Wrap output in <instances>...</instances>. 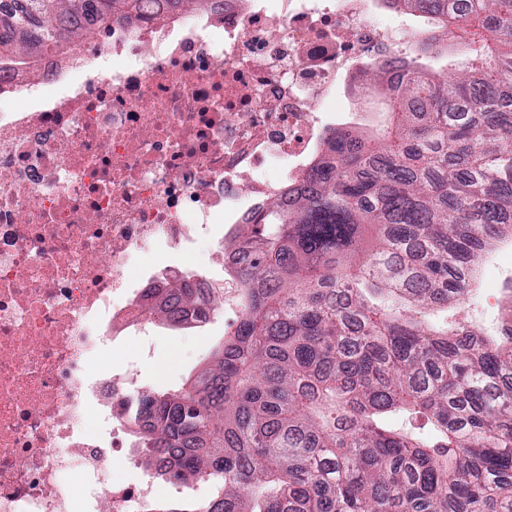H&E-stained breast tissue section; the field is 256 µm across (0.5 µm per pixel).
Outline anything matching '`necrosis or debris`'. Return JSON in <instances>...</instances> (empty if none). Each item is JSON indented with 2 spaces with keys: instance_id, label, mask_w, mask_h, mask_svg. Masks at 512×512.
<instances>
[{
  "instance_id": "necrosis-or-debris-1",
  "label": "necrosis or debris",
  "mask_w": 512,
  "mask_h": 512,
  "mask_svg": "<svg viewBox=\"0 0 512 512\" xmlns=\"http://www.w3.org/2000/svg\"><path fill=\"white\" fill-rule=\"evenodd\" d=\"M382 0H210L93 21L96 38L0 72V512H153L133 422L151 287L192 281L224 323L249 260L225 228L287 198L372 63L413 28ZM279 169L277 179L265 170ZM224 270L200 275L201 241ZM125 472L117 481L114 471Z\"/></svg>"
}]
</instances>
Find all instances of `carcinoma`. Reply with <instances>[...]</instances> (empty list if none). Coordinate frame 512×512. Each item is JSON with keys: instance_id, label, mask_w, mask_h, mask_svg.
Masks as SVG:
<instances>
[{"instance_id": "obj_1", "label": "carcinoma", "mask_w": 512, "mask_h": 512, "mask_svg": "<svg viewBox=\"0 0 512 512\" xmlns=\"http://www.w3.org/2000/svg\"><path fill=\"white\" fill-rule=\"evenodd\" d=\"M207 0H0V69L128 20ZM431 32L398 72L371 66L388 124L336 130L284 206L243 233L242 317L211 364L136 413L156 478L211 482L164 512H512V321L502 336L424 324L459 303L512 232V0H386ZM467 49L425 72L440 38ZM152 314L207 322L188 283ZM407 416L388 430L381 419Z\"/></svg>"}]
</instances>
